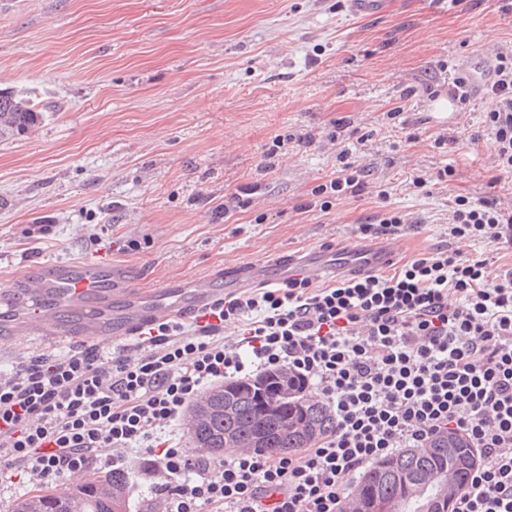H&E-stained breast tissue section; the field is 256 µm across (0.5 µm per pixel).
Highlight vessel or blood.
<instances>
[{
    "label": "vessel or blood",
    "instance_id": "vessel-or-blood-1",
    "mask_svg": "<svg viewBox=\"0 0 512 512\" xmlns=\"http://www.w3.org/2000/svg\"><path fill=\"white\" fill-rule=\"evenodd\" d=\"M394 249L349 247L315 250L280 264V278L319 280L326 271H374L392 261ZM262 268L231 265L224 286L247 288L265 281ZM211 282L165 285L150 291L114 285L112 265L60 260L28 268L0 300V336L17 341L40 337L53 344L141 336L159 319L191 320L207 314L220 294Z\"/></svg>",
    "mask_w": 512,
    "mask_h": 512
}]
</instances>
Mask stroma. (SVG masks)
<instances>
[{"label": "stroma", "instance_id": "obj_1", "mask_svg": "<svg viewBox=\"0 0 512 512\" xmlns=\"http://www.w3.org/2000/svg\"><path fill=\"white\" fill-rule=\"evenodd\" d=\"M510 44L503 0H8L0 87L50 110L0 143V291L68 259L141 290L220 288L225 265L343 249L389 211L419 227L402 260L447 244L456 197L512 201V174L487 139L435 148L448 124L426 88ZM351 145L364 190L316 209Z\"/></svg>", "mask_w": 512, "mask_h": 512}]
</instances>
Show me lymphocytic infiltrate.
<instances>
[{
    "label": "lymphocytic infiltrate",
    "instance_id": "f902f5d3",
    "mask_svg": "<svg viewBox=\"0 0 512 512\" xmlns=\"http://www.w3.org/2000/svg\"><path fill=\"white\" fill-rule=\"evenodd\" d=\"M478 94L497 167L511 174V48L483 80L461 70L448 86L461 110ZM448 237L391 274L287 279L225 295L205 323L162 320L130 345L19 359L0 372V472L56 486L140 461L162 512H339L348 477L455 431L478 461L452 512H512V267L451 246L512 237V210L457 197ZM280 369L328 407L331 433L224 460L166 437L215 385Z\"/></svg>",
    "mask_w": 512,
    "mask_h": 512
}]
</instances>
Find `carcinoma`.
Wrapping results in <instances>:
<instances>
[{"label": "carcinoma", "instance_id": "obj_1", "mask_svg": "<svg viewBox=\"0 0 512 512\" xmlns=\"http://www.w3.org/2000/svg\"><path fill=\"white\" fill-rule=\"evenodd\" d=\"M43 112L23 93L11 88H0V142L27 134L41 121ZM263 396L270 412L261 424L256 422L255 400L257 391L250 389L249 381L225 383L233 389L232 411H218L221 399L211 400L217 411L203 420L190 423L189 434L197 450L214 458L224 455V435L235 436L248 449L260 446L261 451L300 448L331 431L335 421L327 407L307 399L304 407L282 409L276 405L281 385L293 384L304 389L301 381L285 379L277 371L265 374ZM475 455L468 441L460 438L455 451L448 452V440L438 436L422 451L406 449L386 460L387 468L377 472L372 466L360 477L357 494L375 487L378 496L390 504L389 512H421L436 494L429 479L434 474L451 471L455 474L460 491L468 486L469 473ZM134 474L111 469L95 470L82 483L66 488H45L19 501L14 512H113L116 500L127 503V490Z\"/></svg>", "mask_w": 512, "mask_h": 512}]
</instances>
